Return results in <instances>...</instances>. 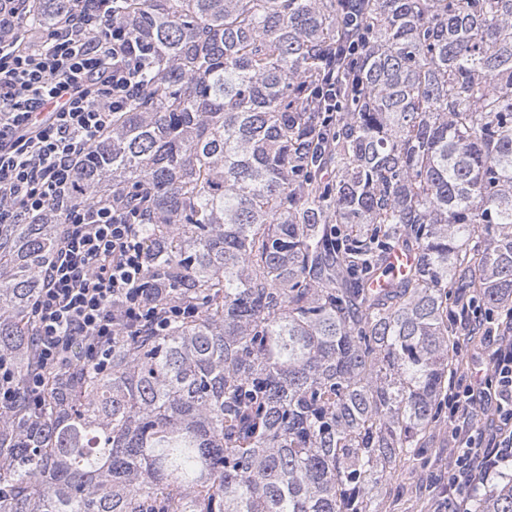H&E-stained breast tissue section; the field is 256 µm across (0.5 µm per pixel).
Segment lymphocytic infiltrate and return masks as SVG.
I'll list each match as a JSON object with an SVG mask.
<instances>
[{"mask_svg": "<svg viewBox=\"0 0 512 512\" xmlns=\"http://www.w3.org/2000/svg\"><path fill=\"white\" fill-rule=\"evenodd\" d=\"M19 0H0V224L48 221L62 208L60 245L42 273L32 307L34 363L17 381L0 357V415L19 403L38 412L50 372L76 363L106 372L112 331L160 332L187 315L158 309L144 296L150 259L135 207L90 200L78 179L85 154L111 128L113 115L140 97L154 66L117 0H82L51 26L26 25ZM53 105L48 118L40 107ZM491 369L479 386L448 392L458 453L437 512H468L467 488L488 483L512 461V317L489 318ZM492 431L481 428L487 413Z\"/></svg>", "mask_w": 512, "mask_h": 512, "instance_id": "1", "label": "lymphocytic infiltrate"}]
</instances>
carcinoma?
<instances>
[{"label":"carcinoma","instance_id":"1","mask_svg":"<svg viewBox=\"0 0 512 512\" xmlns=\"http://www.w3.org/2000/svg\"><path fill=\"white\" fill-rule=\"evenodd\" d=\"M29 24L80 0H24ZM125 0L157 77L90 150L145 289L196 315L0 418V512H374L439 426L448 317L512 310V0ZM341 111L317 88L329 70ZM335 171L326 180L322 172ZM58 224H0V355L29 366ZM415 254L384 288L397 250ZM473 512H512V467Z\"/></svg>","mask_w":512,"mask_h":512}]
</instances>
